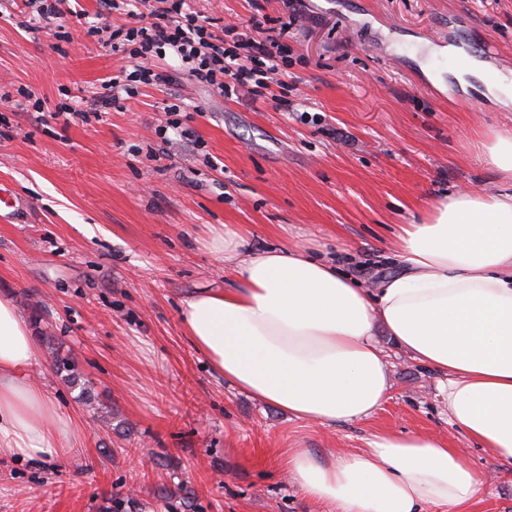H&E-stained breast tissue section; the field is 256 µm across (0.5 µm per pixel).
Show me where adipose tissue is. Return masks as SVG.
Masks as SVG:
<instances>
[{
    "label": "adipose tissue",
    "mask_w": 512,
    "mask_h": 512,
    "mask_svg": "<svg viewBox=\"0 0 512 512\" xmlns=\"http://www.w3.org/2000/svg\"><path fill=\"white\" fill-rule=\"evenodd\" d=\"M478 160L512 185V133L491 129ZM234 224L209 249L232 284L191 295L181 321L228 385L295 417L327 425L373 415L392 389L377 329L436 373L449 421L512 463V192L468 189L400 225V270L366 288L293 244L243 252ZM38 360L29 318L0 295V456L45 461L77 432L27 380ZM302 496L329 512H466L484 478L466 454L425 432L382 431L364 448L324 459L286 452Z\"/></svg>",
    "instance_id": "1"
}]
</instances>
